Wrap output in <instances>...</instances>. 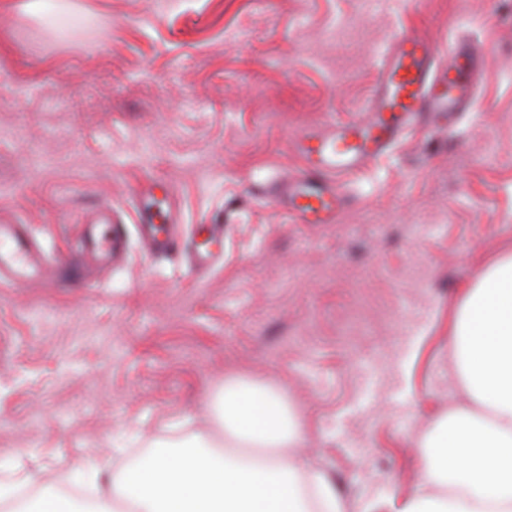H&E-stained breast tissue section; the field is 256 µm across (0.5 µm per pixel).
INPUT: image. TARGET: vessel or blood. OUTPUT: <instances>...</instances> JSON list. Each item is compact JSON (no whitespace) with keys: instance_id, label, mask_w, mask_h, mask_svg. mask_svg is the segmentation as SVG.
Instances as JSON below:
<instances>
[{"instance_id":"obj_1","label":"vessel or blood","mask_w":512,"mask_h":512,"mask_svg":"<svg viewBox=\"0 0 512 512\" xmlns=\"http://www.w3.org/2000/svg\"><path fill=\"white\" fill-rule=\"evenodd\" d=\"M436 56V48L414 34H395L380 64L379 82L363 117L307 146V153L313 157L311 164L290 176L276 193V200L288 203L298 223L338 222L343 198L329 176L360 167L386 150L398 126L385 120V113L420 121L433 112L469 111L474 96L470 76L479 66L477 52L468 44L457 43L444 69L436 67ZM137 211L141 239L148 252L185 251L200 273L221 258L218 244L224 237L223 225H206L204 241L195 242L186 251L172 225L155 224L150 197L140 198ZM89 223L91 229L81 240L84 255L99 254L103 265L120 262L125 250L124 225L113 221L111 211L102 207L94 209ZM0 244L7 247L6 252L0 253V269L19 274L38 253L20 224H1Z\"/></svg>"}]
</instances>
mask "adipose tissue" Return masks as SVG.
I'll list each match as a JSON object with an SVG mask.
<instances>
[{"instance_id": "1", "label": "adipose tissue", "mask_w": 512, "mask_h": 512, "mask_svg": "<svg viewBox=\"0 0 512 512\" xmlns=\"http://www.w3.org/2000/svg\"><path fill=\"white\" fill-rule=\"evenodd\" d=\"M449 355L469 396L426 437L418 491L397 512H512V252L462 295ZM221 450L202 439L156 448L112 476L135 512H345L333 484L290 458L305 435L287 392L228 378L211 402Z\"/></svg>"}]
</instances>
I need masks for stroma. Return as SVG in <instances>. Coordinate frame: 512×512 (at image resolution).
Wrapping results in <instances>:
<instances>
[{
  "label": "stroma",
  "mask_w": 512,
  "mask_h": 512,
  "mask_svg": "<svg viewBox=\"0 0 512 512\" xmlns=\"http://www.w3.org/2000/svg\"><path fill=\"white\" fill-rule=\"evenodd\" d=\"M0 9V224L49 267L0 281V487L97 493L154 445L216 440L228 376L285 388L347 512L419 488L431 424L467 405L459 300L512 250V0H65ZM481 53L471 109L404 126L342 179L338 223L267 195L299 140L361 118L394 33ZM151 189L184 237L224 216L220 263L144 250ZM126 226L92 288L54 282L93 207Z\"/></svg>",
  "instance_id": "35a3bbf8"
}]
</instances>
